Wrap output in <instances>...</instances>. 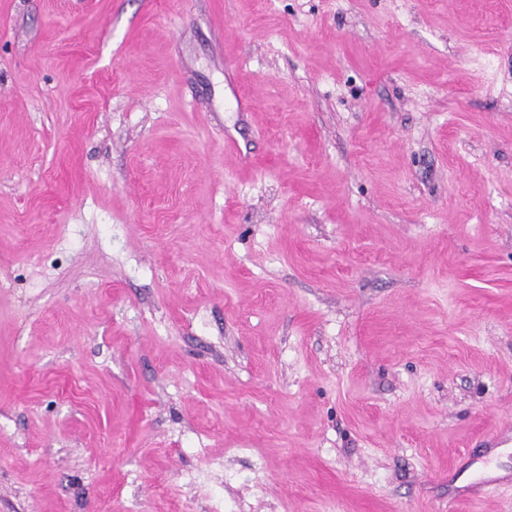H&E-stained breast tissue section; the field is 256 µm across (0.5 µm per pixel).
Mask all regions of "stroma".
<instances>
[{
	"mask_svg": "<svg viewBox=\"0 0 512 512\" xmlns=\"http://www.w3.org/2000/svg\"><path fill=\"white\" fill-rule=\"evenodd\" d=\"M510 422L512 0H0V512H512Z\"/></svg>",
	"mask_w": 512,
	"mask_h": 512,
	"instance_id": "35a3bbf8",
	"label": "stroma"
}]
</instances>
